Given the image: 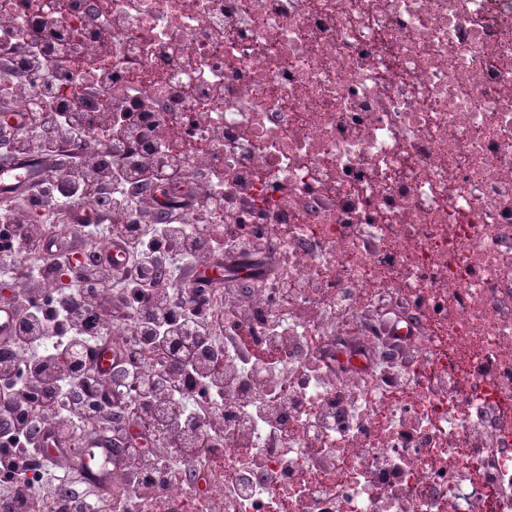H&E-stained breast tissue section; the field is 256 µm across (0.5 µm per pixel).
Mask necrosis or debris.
Segmentation results:
<instances>
[{
  "mask_svg": "<svg viewBox=\"0 0 512 512\" xmlns=\"http://www.w3.org/2000/svg\"><path fill=\"white\" fill-rule=\"evenodd\" d=\"M66 44L94 42L97 0H43ZM112 49L88 91L90 133L129 103L164 122L180 177L131 185L151 219L196 235L182 204L224 197L223 222L288 262L292 298L207 289L242 399L277 388L180 478L93 449L110 485L64 487L41 512L127 502L151 479L174 512H260L269 478H336L288 512H512V0H106ZM222 172L212 185L182 152ZM281 349L265 376L239 331ZM250 449L257 468L234 466Z\"/></svg>",
  "mask_w": 512,
  "mask_h": 512,
  "instance_id": "1",
  "label": "necrosis or debris"
}]
</instances>
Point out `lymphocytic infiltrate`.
Listing matches in <instances>:
<instances>
[{"label":"lymphocytic infiltrate","mask_w":512,"mask_h":512,"mask_svg":"<svg viewBox=\"0 0 512 512\" xmlns=\"http://www.w3.org/2000/svg\"><path fill=\"white\" fill-rule=\"evenodd\" d=\"M35 27L37 50L51 69L25 77L29 103L24 126L35 130L37 137L23 154L40 161L48 176L29 186V198L52 195L48 178L56 174L60 156L68 159V182L80 183L86 200L97 198L103 171L98 157L104 149L127 160V167L119 172L121 180L139 183L158 178L163 165L149 170L128 160L130 145L145 132H157V123L144 115L138 124L113 129L107 146L95 143L79 112L57 104L56 74L63 68L64 55L54 31L40 20ZM0 234L22 242L35 261L34 274L12 281L8 292L0 295V305L17 312L9 339L0 343V512H35L40 501L58 496L81 455L73 439L89 415L87 394L96 396L98 408H123L119 386L95 365V350L109 339L106 325L127 319L133 310L142 315L140 332L158 364L131 373L143 396L142 412L135 420L147 446L142 449L136 441H127L130 463L147 461L150 468H166L173 478L178 468L171 465L165 442L175 443L186 457L212 447L224 432L222 423H214L207 432L199 430L194 416L177 405L186 387L196 388L203 397L220 382L223 361L205 352L216 327L194 306L200 288H186L179 302H172L168 282L147 276L145 269L164 262V248L171 244L186 266L222 264L223 225L214 226L205 239L181 236L168 224L156 225L153 236L145 238L137 225H122L111 242L128 254V262L116 268L96 255L92 263L73 269L71 285L64 289L52 273L69 265L83 241L80 232H72L62 247H48L41 225L22 222L15 209L6 207L0 209ZM44 340L53 341L52 352L41 350ZM44 434L55 439L64 459L57 465L46 464L47 475L34 488L24 474L39 459L38 439Z\"/></svg>","instance_id":"lymphocytic-infiltrate-1"}]
</instances>
